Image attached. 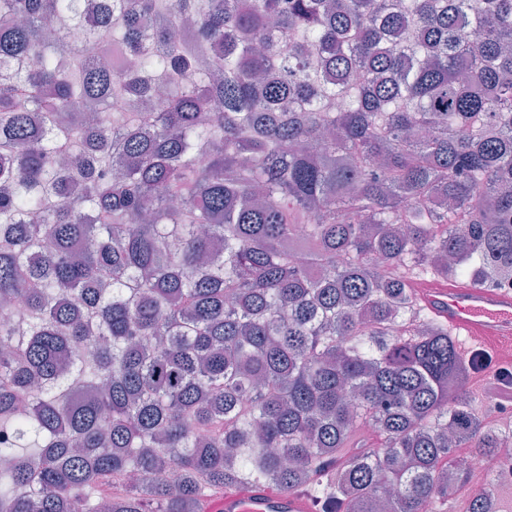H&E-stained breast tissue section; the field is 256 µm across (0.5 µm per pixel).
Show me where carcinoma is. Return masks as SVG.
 Listing matches in <instances>:
<instances>
[{"label": "carcinoma", "instance_id": "carcinoma-1", "mask_svg": "<svg viewBox=\"0 0 512 512\" xmlns=\"http://www.w3.org/2000/svg\"><path fill=\"white\" fill-rule=\"evenodd\" d=\"M86 16L0 0V512H442L505 437L413 285L512 280V0ZM313 499L306 493H289L271 485L224 487L208 496L203 512H314Z\"/></svg>", "mask_w": 512, "mask_h": 512}]
</instances>
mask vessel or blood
<instances>
[{"label":"vessel or blood","instance_id":"obj_1","mask_svg":"<svg viewBox=\"0 0 512 512\" xmlns=\"http://www.w3.org/2000/svg\"><path fill=\"white\" fill-rule=\"evenodd\" d=\"M420 296L432 315L471 345L495 353L512 345V290L451 280L431 283ZM203 512H315V504L308 494L271 485L229 486L207 497Z\"/></svg>","mask_w":512,"mask_h":512}]
</instances>
